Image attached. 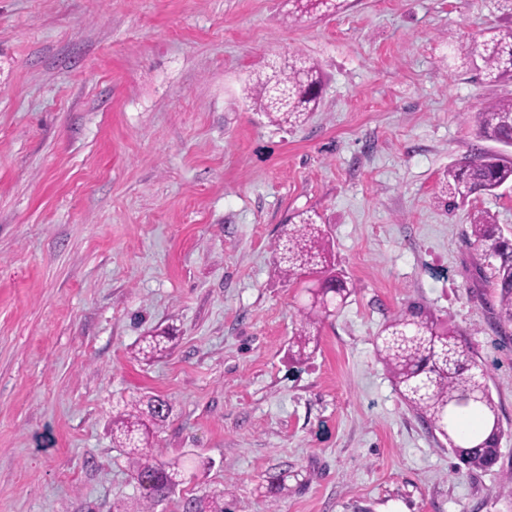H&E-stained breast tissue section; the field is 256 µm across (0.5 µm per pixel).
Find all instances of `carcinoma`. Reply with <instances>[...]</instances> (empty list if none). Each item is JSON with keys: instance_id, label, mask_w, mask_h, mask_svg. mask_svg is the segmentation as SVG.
Wrapping results in <instances>:
<instances>
[{"instance_id": "cac0c4a2", "label": "carcinoma", "mask_w": 512, "mask_h": 512, "mask_svg": "<svg viewBox=\"0 0 512 512\" xmlns=\"http://www.w3.org/2000/svg\"><path fill=\"white\" fill-rule=\"evenodd\" d=\"M288 17L300 20L313 12L330 13L342 0H291ZM483 62L484 76L492 83L512 81V27L483 35L474 47ZM322 74L299 54L289 55L252 78L251 99L258 110L279 125L297 127L318 105ZM480 137L501 145L480 151L448 168L440 186V199L449 207L465 204L473 196L493 195L512 183V98L502 99L474 113ZM470 242L482 260L479 268L493 288L496 303L495 328L504 333L512 326V239L505 236L488 213L473 216ZM330 240L321 217L301 213L285 233L278 259L283 277H313L306 288L308 304L301 311L297 332L289 345L291 358H310L316 344V325L335 316L354 292L353 284L333 272ZM163 335L145 336L138 354L149 360L162 350ZM380 360L406 406L423 427L439 434L467 470L485 471L499 461L502 436L497 406L488 372L476 359L466 332L444 326L427 310L412 307L394 316L384 326L377 343ZM171 411L168 401L149 397L133 410L112 419L114 442L133 459L134 479L142 501L153 504L177 487L198 478L186 475L185 466L174 460L157 462L146 453L155 429ZM186 512H224V496L193 498Z\"/></svg>"}]
</instances>
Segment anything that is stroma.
Returning a JSON list of instances; mask_svg holds the SVG:
<instances>
[{
  "label": "stroma",
  "mask_w": 512,
  "mask_h": 512,
  "mask_svg": "<svg viewBox=\"0 0 512 512\" xmlns=\"http://www.w3.org/2000/svg\"><path fill=\"white\" fill-rule=\"evenodd\" d=\"M0 0V512H138L112 419L172 411L151 448L207 462L155 512H512V337L495 333L467 233L512 234V188L448 210L449 167L495 142L472 115L512 96L471 51L512 0ZM324 76L303 125L247 95L287 53ZM318 213L355 287L288 354L307 279L278 275ZM419 304L487 369L504 435L467 471L406 407L376 344ZM171 334L150 361L149 331ZM288 477L279 494L258 484ZM292 2V9L288 11V17L300 20L307 14L313 12L330 13L337 12L342 7L341 0H289Z\"/></svg>",
  "instance_id": "1"
}]
</instances>
